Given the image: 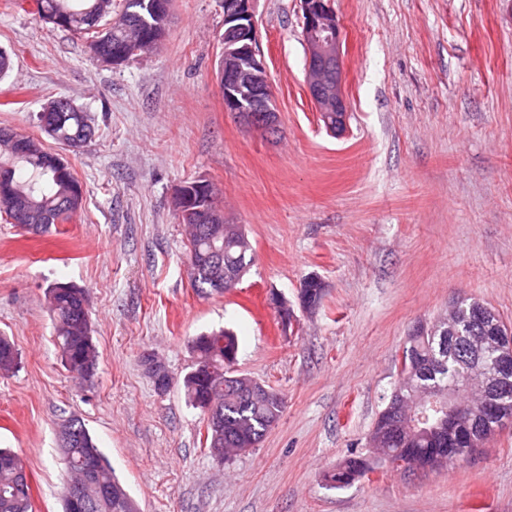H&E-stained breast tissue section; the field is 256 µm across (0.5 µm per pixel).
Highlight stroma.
<instances>
[{
    "instance_id": "obj_1",
    "label": "stroma",
    "mask_w": 512,
    "mask_h": 512,
    "mask_svg": "<svg viewBox=\"0 0 512 512\" xmlns=\"http://www.w3.org/2000/svg\"><path fill=\"white\" fill-rule=\"evenodd\" d=\"M0 0V126L40 136L53 98L87 108L96 135L66 152L81 210L34 235L0 214V448L31 478L33 512H62L59 429L80 416L140 512H512V425L456 466L323 476L369 443L407 336L461 299L512 325V0H333L347 126L330 134L307 92L298 0H253L278 115L272 139L224 108V0H172L161 48L107 67L86 36ZM205 178L254 262L237 288H194L172 205ZM318 278L323 296L299 294ZM86 294L97 369L66 370L46 297ZM279 295L291 316L271 304ZM226 328L235 367L285 408L257 447L211 456L186 400L191 341ZM171 386L157 393L145 355Z\"/></svg>"
}]
</instances>
